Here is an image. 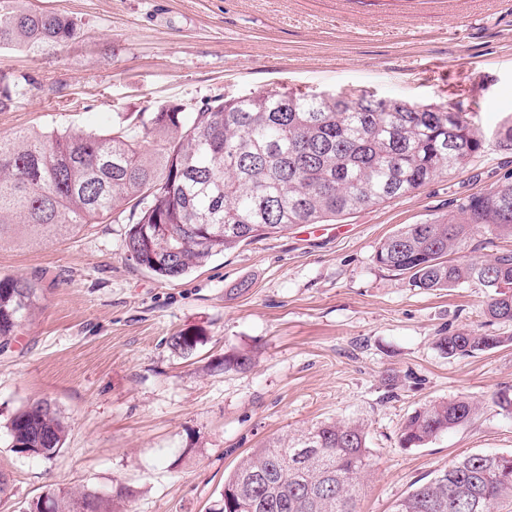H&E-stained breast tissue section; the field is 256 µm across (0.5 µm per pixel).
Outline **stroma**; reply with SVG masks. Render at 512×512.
Here are the masks:
<instances>
[{"label":"stroma","mask_w":512,"mask_h":512,"mask_svg":"<svg viewBox=\"0 0 512 512\" xmlns=\"http://www.w3.org/2000/svg\"><path fill=\"white\" fill-rule=\"evenodd\" d=\"M83 38L30 57L0 48V77L35 87L0 112V135L106 130L118 113L203 103L258 90L366 94L473 110L485 148L463 170L333 224L212 258L166 281L125 250L128 224H87L53 243L0 246V275L38 280L40 307L0 351V512L50 486L127 487L117 512H218L224 477L274 439L323 421L363 424L371 475L360 512L396 500L458 456L512 452L506 343L451 357L439 337L480 327L485 289L409 287L375 260L404 224L442 219L512 179L496 133L512 120V0H31ZM200 328L183 356L168 336ZM245 352L243 371L225 355ZM466 396L474 418L420 448L400 447L407 417ZM51 400L69 432L53 459L11 451L10 417Z\"/></svg>","instance_id":"35a3bbf8"}]
</instances>
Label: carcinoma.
<instances>
[{
  "instance_id": "cac0c4a2",
  "label": "carcinoma",
  "mask_w": 512,
  "mask_h": 512,
  "mask_svg": "<svg viewBox=\"0 0 512 512\" xmlns=\"http://www.w3.org/2000/svg\"><path fill=\"white\" fill-rule=\"evenodd\" d=\"M81 28L26 0H0V46L33 57L75 42ZM25 90L0 78V111ZM142 128V137L130 134ZM484 139L459 103L416 105L365 94L307 95L262 90L203 104L191 116L177 105L129 116L97 132L66 128L0 136V244H44L84 224L122 219L130 259L176 280L213 257L284 234L297 224L335 222L361 208L413 193L463 169ZM512 237V180L468 197L448 218L407 224L379 244L376 260L412 288L476 284L488 291L487 323H512V250L489 261L452 258L473 231ZM40 289L0 276V341L16 335L39 308ZM197 329L167 338L193 354ZM512 342L485 330L443 336L450 357ZM477 404L466 396L432 402L403 423L399 443L418 448L469 422ZM12 451L52 459L68 431L48 399L10 419ZM370 448L355 423L324 422L285 444L241 458L224 480L222 512H358L360 476ZM86 488H49L23 512H116L114 498ZM512 499V453L458 458L396 501L393 512H493Z\"/></svg>"
}]
</instances>
